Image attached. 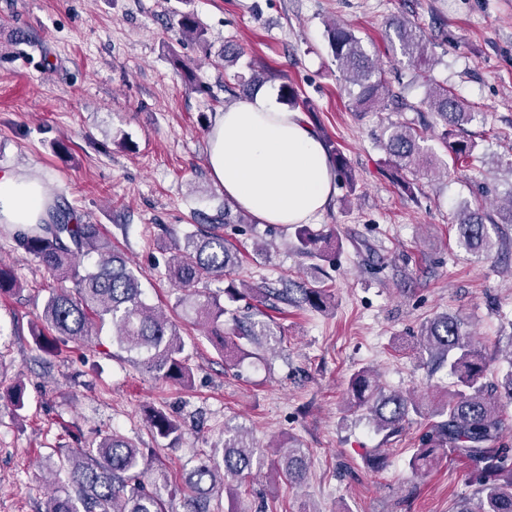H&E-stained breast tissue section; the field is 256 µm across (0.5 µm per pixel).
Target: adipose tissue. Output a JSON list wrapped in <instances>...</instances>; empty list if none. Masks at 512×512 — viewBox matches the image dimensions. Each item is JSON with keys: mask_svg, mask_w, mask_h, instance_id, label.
<instances>
[{"mask_svg": "<svg viewBox=\"0 0 512 512\" xmlns=\"http://www.w3.org/2000/svg\"><path fill=\"white\" fill-rule=\"evenodd\" d=\"M206 166L225 199L263 224L310 223L336 189V171L318 134L271 92L216 113ZM51 201L40 179L0 173V224L44 223Z\"/></svg>", "mask_w": 512, "mask_h": 512, "instance_id": "obj_1", "label": "adipose tissue"}]
</instances>
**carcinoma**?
Wrapping results in <instances>:
<instances>
[{"instance_id":"obj_1","label":"carcinoma","mask_w":512,"mask_h":512,"mask_svg":"<svg viewBox=\"0 0 512 512\" xmlns=\"http://www.w3.org/2000/svg\"><path fill=\"white\" fill-rule=\"evenodd\" d=\"M176 25L182 36L205 42V31L195 14H178ZM387 34L392 52L406 59L415 74L424 76L435 66V54L420 26L405 16L391 19ZM328 42L342 80L358 88L356 107L368 110L396 97L382 78V69L363 49L361 40L348 28L328 26ZM426 104L441 122V139L457 163L473 158L475 144L459 136L471 123L468 111L448 87L429 86ZM384 150L397 165L430 170L442 164L425 149L414 128L393 123L385 130ZM338 179L354 186L348 160L333 150ZM458 247L477 258L492 256L499 241L492 234L500 225L512 224V190L507 205L493 216L478 203L465 205L455 215ZM1 235H9L38 260L57 286L48 289L38 322L31 330L36 347L46 353L58 349L57 337L82 341L106 322L118 347L156 379L185 384L192 370L179 328L164 314L146 303L140 277L127 261L112 250L99 225L83 221L62 196L53 200L48 220L42 224H3ZM334 233L316 237L306 228L296 233L297 249L311 257H327L318 243H330ZM240 262L239 252L224 234L215 230L189 233L176 243L166 262V275L179 292L176 306L207 324L209 335L223 352L241 361L252 356L247 346H260L275 337L270 324L243 317L224 307L220 297L199 291V286L221 279ZM21 285L10 269L0 266V295L17 293ZM298 304L314 309L326 306L323 288H301ZM230 316L231 331H224V316ZM419 344L430 357L448 360L456 377L444 401L425 410L423 403L398 391L385 390L369 368L354 373L347 390L352 408H367L378 431L390 438L410 416L431 418L429 430L419 440L408 467L415 477L426 475L440 456L450 452L468 461L479 477L477 503L459 500L455 512H512V450L502 443L504 404L512 403V370L489 380L495 357H486L458 315H437L420 328ZM147 423L154 437L175 443L181 424L162 410L151 412ZM264 465V457L248 434L237 430L213 448L209 457L186 472L189 488L186 512H214V502L225 495L238 498L239 481ZM308 470L305 452L288 446V452L271 460V471L300 484ZM65 474L60 493L46 501L44 512H168L165 494L171 493L167 478L153 475L151 460L136 442L114 430L76 453L59 457L56 474Z\"/></svg>"}]
</instances>
